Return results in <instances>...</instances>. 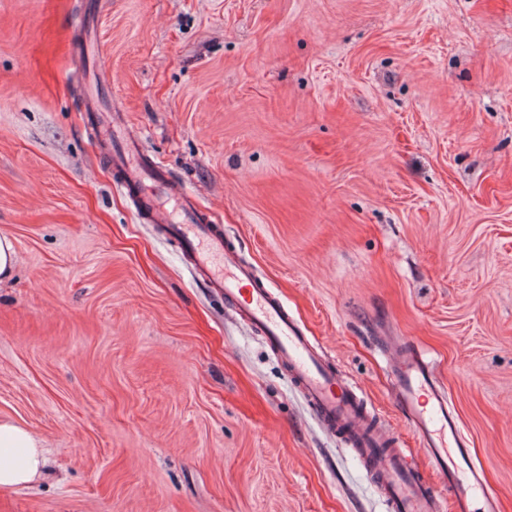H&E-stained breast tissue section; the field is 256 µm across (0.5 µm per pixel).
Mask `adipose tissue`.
Returning a JSON list of instances; mask_svg holds the SVG:
<instances>
[{
    "mask_svg": "<svg viewBox=\"0 0 512 512\" xmlns=\"http://www.w3.org/2000/svg\"><path fill=\"white\" fill-rule=\"evenodd\" d=\"M44 464L40 439L12 421L0 420V489L32 484L40 476Z\"/></svg>",
    "mask_w": 512,
    "mask_h": 512,
    "instance_id": "1",
    "label": "adipose tissue"
}]
</instances>
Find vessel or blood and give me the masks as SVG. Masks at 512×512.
<instances>
[{
    "instance_id": "obj_1",
    "label": "vessel or blood",
    "mask_w": 512,
    "mask_h": 512,
    "mask_svg": "<svg viewBox=\"0 0 512 512\" xmlns=\"http://www.w3.org/2000/svg\"><path fill=\"white\" fill-rule=\"evenodd\" d=\"M76 24L82 31L79 51L90 56L98 26L87 16L78 17ZM87 96L90 111L98 115L101 150L120 189L133 197L148 223L181 243L207 287L232 305L237 318L260 330L320 422L341 435L371 473L389 512H500L498 493L483 463L472 454L431 362L411 347L396 350L390 359L392 390L431 469L448 485L447 501L428 481L412 475L409 450L374 421L363 404L362 390L337 377L319 353L316 338L304 335L287 305L239 261L226 245L223 229L208 223L191 194L152 163L140 140L126 134L118 115L102 111L95 89H88Z\"/></svg>"
}]
</instances>
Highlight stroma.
Masks as SVG:
<instances>
[{
    "mask_svg": "<svg viewBox=\"0 0 512 512\" xmlns=\"http://www.w3.org/2000/svg\"><path fill=\"white\" fill-rule=\"evenodd\" d=\"M89 0H0V512H387L258 330L139 219L83 108ZM104 98L428 475L434 364L512 512V0H98ZM76 24L82 31V41L78 46L79 51L83 57H89L98 39L97 22L88 16H80L77 18ZM45 464L40 439L28 429L0 420V489L31 485Z\"/></svg>",
    "mask_w": 512,
    "mask_h": 512,
    "instance_id": "35a3bbf8",
    "label": "stroma"
}]
</instances>
